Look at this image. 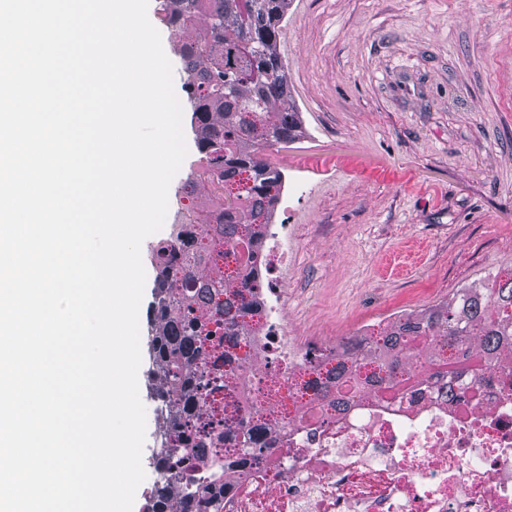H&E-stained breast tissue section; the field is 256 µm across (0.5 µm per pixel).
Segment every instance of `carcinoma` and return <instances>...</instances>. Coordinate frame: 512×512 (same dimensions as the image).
<instances>
[{"instance_id": "carcinoma-1", "label": "carcinoma", "mask_w": 512, "mask_h": 512, "mask_svg": "<svg viewBox=\"0 0 512 512\" xmlns=\"http://www.w3.org/2000/svg\"><path fill=\"white\" fill-rule=\"evenodd\" d=\"M288 6L289 0H165L162 21L178 38L195 145L205 160L184 184L201 183L210 173L234 193L218 209L201 208L196 223L205 225L207 243L186 253L181 265L173 268L164 258L183 241V230L151 249L157 286L149 352L165 383L156 398L170 408L173 427L155 453L157 479L148 512H168L169 472L189 486L186 501L203 489L187 463L204 458L213 441L191 432V420L220 387L212 351L224 348V361H231L238 319L249 311L212 267L211 244L234 247L244 242L247 225L271 223V189L282 174L257 154L264 143L300 136L278 46ZM420 336L441 338L435 361L444 365L438 374L448 376V398L455 399L458 378L512 354V276L463 287L443 304L388 322L356 346L364 357L381 361L380 382L396 388L413 377L409 362L417 359L414 341Z\"/></svg>"}]
</instances>
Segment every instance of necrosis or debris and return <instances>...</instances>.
Segmentation results:
<instances>
[{"label": "necrosis or debris", "mask_w": 512, "mask_h": 512, "mask_svg": "<svg viewBox=\"0 0 512 512\" xmlns=\"http://www.w3.org/2000/svg\"><path fill=\"white\" fill-rule=\"evenodd\" d=\"M249 233L252 247L213 254L222 272L257 275L236 358L217 362L222 387L206 409L233 437L194 463L223 487L220 512H512V361L453 384L426 364L409 387L379 391L367 387L369 363L337 385V363L359 358L352 337L343 352L290 335L282 292L264 277L288 265V226ZM246 430L258 449L227 468Z\"/></svg>", "instance_id": "obj_1"}]
</instances>
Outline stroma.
<instances>
[{"label": "stroma", "mask_w": 512, "mask_h": 512, "mask_svg": "<svg viewBox=\"0 0 512 512\" xmlns=\"http://www.w3.org/2000/svg\"><path fill=\"white\" fill-rule=\"evenodd\" d=\"M279 50L300 137L273 159L291 185L273 221L295 261L273 282L292 335L332 342L448 301L512 268V0H291ZM188 154L168 192L200 167ZM150 358L142 465L160 422Z\"/></svg>", "instance_id": "stroma-1"}]
</instances>
